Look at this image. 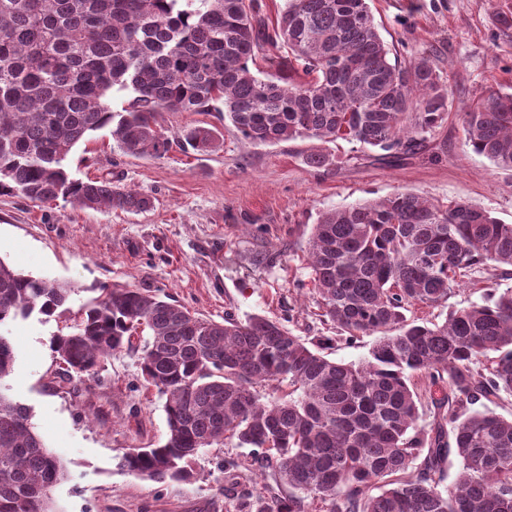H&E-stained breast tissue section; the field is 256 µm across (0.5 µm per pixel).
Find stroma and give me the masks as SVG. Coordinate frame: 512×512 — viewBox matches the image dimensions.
<instances>
[{
	"mask_svg": "<svg viewBox=\"0 0 512 512\" xmlns=\"http://www.w3.org/2000/svg\"><path fill=\"white\" fill-rule=\"evenodd\" d=\"M392 56L406 62L427 56L451 90L445 122L412 157L381 155L345 141L298 138L275 145L242 139L225 121L223 106L206 112H162L159 129L174 136L191 126L217 128L222 144L210 152L132 156L92 134L69 155L72 178L111 175L151 196L149 212L83 210L64 201L40 205L0 195V260L16 271L48 276L74 289L71 309L115 285L167 294L216 322L254 315L282 322L306 339L331 338V359L354 363L372 337L336 340L319 318L309 277L307 243L319 214L397 192L445 205L465 201L512 224V171L497 168L465 142L463 117L492 81L512 85V35L493 25L494 9L512 0H368ZM335 162L316 170V151ZM488 272L477 268L447 301L417 305L413 317L443 322L451 309L483 302ZM65 322L36 315L11 326L16 351L8 382L27 406L37 432L65 463L68 477L54 490L60 512H240L224 471L235 458L242 489L274 487L248 449L233 442L202 451L188 482H157L119 466L132 448L168 437L164 398L145 389L136 352H116L98 374L66 376L52 350Z\"/></svg>",
	"mask_w": 512,
	"mask_h": 512,
	"instance_id": "stroma-1",
	"label": "stroma"
}]
</instances>
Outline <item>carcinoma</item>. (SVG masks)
Here are the masks:
<instances>
[{"instance_id":"obj_1","label":"carcinoma","mask_w":512,"mask_h":512,"mask_svg":"<svg viewBox=\"0 0 512 512\" xmlns=\"http://www.w3.org/2000/svg\"><path fill=\"white\" fill-rule=\"evenodd\" d=\"M259 54L273 72L250 68ZM115 90L127 94L117 111ZM218 101L255 144L344 140L408 155L445 121L450 91L429 58H390L366 0H284L274 20L262 0H0V194L147 211L150 196L110 178H71L70 152L102 130L124 154L213 150L218 130L171 139L156 116ZM464 131L512 171L511 93L486 85ZM307 254L322 317L347 341L376 336L357 364L277 320L215 322L146 288H104L74 313L53 339L67 371L92 376L112 352L136 351L146 387L165 397L166 442L130 450L120 467L187 481L200 451L234 440L288 486L283 500L241 494L247 512H512V419L494 411L512 398V288L440 324L406 315L447 301L477 265L512 267V224L397 193L321 213ZM73 292L0 259V328L65 316ZM14 363L0 332V512H57L67 471L5 392ZM419 377L436 388L427 427ZM452 455L459 470L443 488Z\"/></svg>"}]
</instances>
